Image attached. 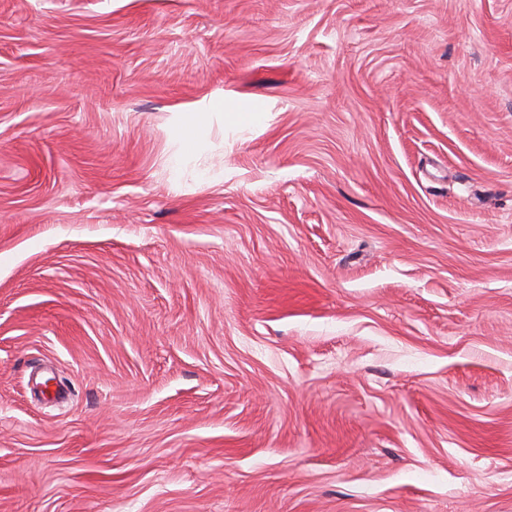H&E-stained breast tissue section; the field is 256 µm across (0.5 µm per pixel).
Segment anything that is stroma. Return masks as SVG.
Listing matches in <instances>:
<instances>
[{
    "instance_id": "1",
    "label": "stroma",
    "mask_w": 512,
    "mask_h": 512,
    "mask_svg": "<svg viewBox=\"0 0 512 512\" xmlns=\"http://www.w3.org/2000/svg\"><path fill=\"white\" fill-rule=\"evenodd\" d=\"M0 512H512V0H0ZM204 121L201 116H194L183 123L181 137L188 152L195 151L203 140Z\"/></svg>"
}]
</instances>
